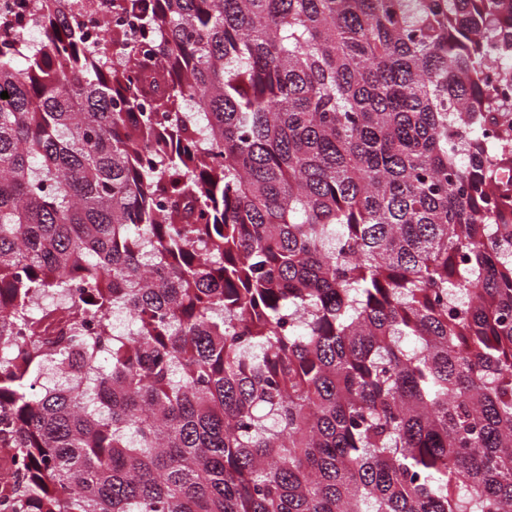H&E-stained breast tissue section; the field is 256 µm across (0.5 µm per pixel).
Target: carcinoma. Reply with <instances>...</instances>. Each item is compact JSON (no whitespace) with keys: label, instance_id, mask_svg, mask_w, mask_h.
<instances>
[{"label":"carcinoma","instance_id":"1","mask_svg":"<svg viewBox=\"0 0 512 512\" xmlns=\"http://www.w3.org/2000/svg\"><path fill=\"white\" fill-rule=\"evenodd\" d=\"M88 2L0 29V512H512V0ZM94 6L85 15L86 28L95 36H100L106 29H112L119 24V17L112 13V3L103 0H94Z\"/></svg>","mask_w":512,"mask_h":512}]
</instances>
